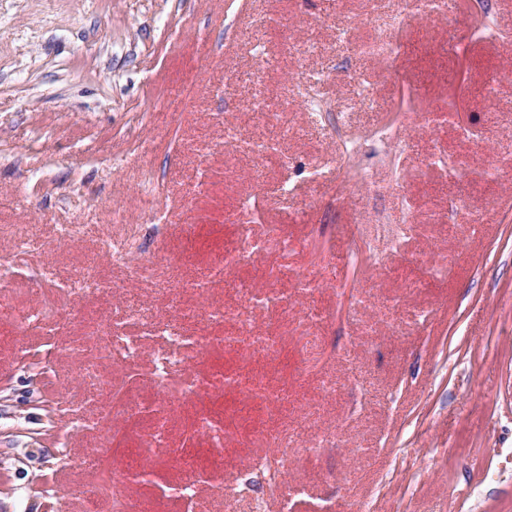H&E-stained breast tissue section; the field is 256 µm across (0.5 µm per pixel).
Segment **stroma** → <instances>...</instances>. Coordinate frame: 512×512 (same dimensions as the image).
<instances>
[{"instance_id":"obj_1","label":"stroma","mask_w":512,"mask_h":512,"mask_svg":"<svg viewBox=\"0 0 512 512\" xmlns=\"http://www.w3.org/2000/svg\"><path fill=\"white\" fill-rule=\"evenodd\" d=\"M396 6L0 0V283L39 310L52 295L49 272L91 258L115 285L107 298L70 292L62 310L82 320L56 336L0 320V512H103L104 502L77 492L97 484L91 451L107 435L114 464L131 462L151 419L113 418L86 400L70 343L87 333L91 313L125 325L133 301L180 331L167 289L210 277L240 242L249 197L262 203L252 235L278 225L288 248L227 273L212 302L236 304L246 288L292 292L305 269L316 289L286 311L256 313L257 334L282 336L278 354L223 357L226 370L287 389V404H253L246 419L238 393L169 404L174 438L199 410L224 416V471L200 484L194 512H279L250 468L264 453L254 436L296 425L334 450L286 463L280 490L293 512L329 501L335 512H512V0H488V39H472L473 17L457 0L446 16L411 21L390 70L358 48L387 34ZM311 43L318 52L301 53ZM462 47L472 79L462 124L413 119L390 162L380 156L393 143L376 139L341 159L322 112L292 91L325 75L323 102L337 123L375 131L406 89L447 106ZM258 93L288 136L254 166L220 142L228 126L265 136L252 115ZM433 149L495 157L505 173L496 183L419 173V156ZM147 172L167 213L154 228L142 206ZM459 196L464 207L451 208ZM130 224L148 225L144 248L130 246ZM138 263L150 264L151 278H132ZM306 336L324 347L309 363L300 356ZM155 350L144 347L137 376L113 365V382L162 401L147 378ZM29 355L45 369L39 378L24 367Z\"/></svg>"}]
</instances>
